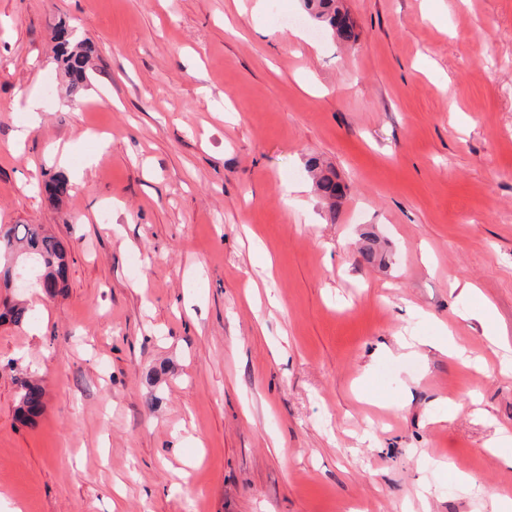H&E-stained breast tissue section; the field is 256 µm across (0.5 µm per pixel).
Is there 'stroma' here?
Returning <instances> with one entry per match:
<instances>
[{
    "instance_id": "35a3bbf8",
    "label": "stroma",
    "mask_w": 512,
    "mask_h": 512,
    "mask_svg": "<svg viewBox=\"0 0 512 512\" xmlns=\"http://www.w3.org/2000/svg\"><path fill=\"white\" fill-rule=\"evenodd\" d=\"M339 2L356 41L303 0H0V224L42 225L68 263L0 326V512L512 498V0ZM63 26L91 50L77 96ZM312 159L348 187L335 223ZM17 396V415L24 423H34L44 407V389L42 385L28 378H22Z\"/></svg>"
}]
</instances>
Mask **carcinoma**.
<instances>
[{
	"label": "carcinoma",
	"mask_w": 512,
	"mask_h": 512,
	"mask_svg": "<svg viewBox=\"0 0 512 512\" xmlns=\"http://www.w3.org/2000/svg\"><path fill=\"white\" fill-rule=\"evenodd\" d=\"M309 17L331 38L348 42L353 34L346 20L340 19L336 0H304ZM61 60L70 77V91L83 90L88 63V50L70 48L64 33H59ZM317 195L328 202V218L336 222L339 200L343 198L342 185L336 174L326 170L313 178ZM33 270L49 292H58L67 278L66 247L62 241L46 233L38 224H0V287H8L12 273ZM32 317V310L10 296L0 298V324L19 325ZM44 407L42 385L28 378L20 380L17 396V415L24 423H34Z\"/></svg>",
	"instance_id": "cac0c4a2"
}]
</instances>
